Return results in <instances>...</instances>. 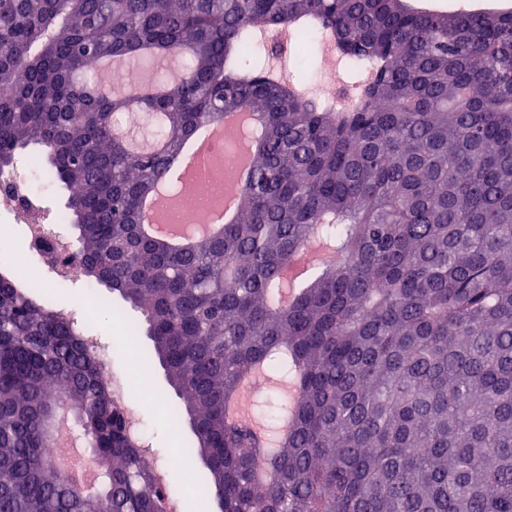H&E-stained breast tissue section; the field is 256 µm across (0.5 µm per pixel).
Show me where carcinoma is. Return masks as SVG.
Instances as JSON below:
<instances>
[{"label":"carcinoma","mask_w":512,"mask_h":512,"mask_svg":"<svg viewBox=\"0 0 512 512\" xmlns=\"http://www.w3.org/2000/svg\"><path fill=\"white\" fill-rule=\"evenodd\" d=\"M333 39L355 97L301 95L263 39ZM182 59L105 92L101 59ZM243 108L252 178L221 234L146 235L187 140ZM127 126L162 116L158 148ZM69 191L80 277L141 310L220 512H512V11L408 0H0V172ZM316 244V272L283 268ZM86 328L0 269V512H163ZM79 416L97 490L62 473Z\"/></svg>","instance_id":"cac0c4a2"}]
</instances>
